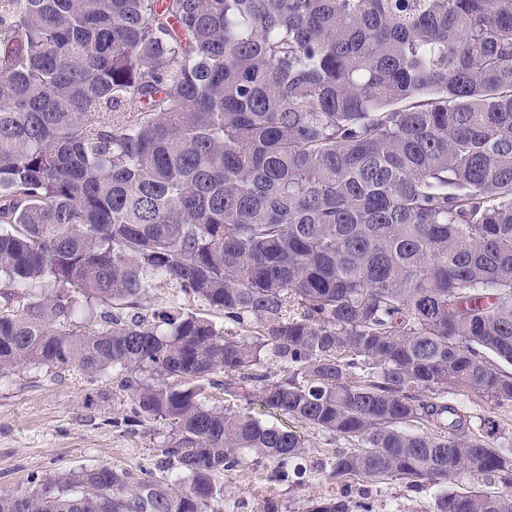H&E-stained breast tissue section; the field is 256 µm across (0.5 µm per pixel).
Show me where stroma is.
Here are the masks:
<instances>
[{
  "label": "stroma",
  "instance_id": "obj_1",
  "mask_svg": "<svg viewBox=\"0 0 512 512\" xmlns=\"http://www.w3.org/2000/svg\"><path fill=\"white\" fill-rule=\"evenodd\" d=\"M101 381L90 382L61 368H21L0 380V491H19L30 474L64 476L98 464L139 472L163 444V428L147 423L136 431L114 426L118 400L98 399ZM479 432H492L496 444L512 447V402L496 403L467 391H454ZM290 431L311 451L304 460V484L268 481L270 464L247 463L227 473L222 512H300L305 502L329 494L368 498L376 512H433L434 500L394 481L378 485L364 478L333 481L327 476L336 450L348 440L289 420Z\"/></svg>",
  "mask_w": 512,
  "mask_h": 512
}]
</instances>
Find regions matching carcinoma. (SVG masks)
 I'll list each match as a JSON object with an SVG mask.
<instances>
[{
  "instance_id": "1",
  "label": "carcinoma",
  "mask_w": 512,
  "mask_h": 512,
  "mask_svg": "<svg viewBox=\"0 0 512 512\" xmlns=\"http://www.w3.org/2000/svg\"><path fill=\"white\" fill-rule=\"evenodd\" d=\"M490 354L512 364V0H0V377L71 369L166 429L155 470L33 473L0 512H217L249 458L285 482L306 443L253 399L355 441L331 478L475 472L502 490L435 512H512V450L442 399L512 401Z\"/></svg>"
}]
</instances>
